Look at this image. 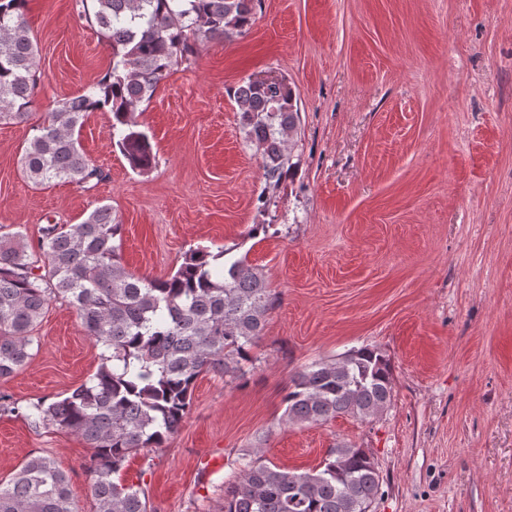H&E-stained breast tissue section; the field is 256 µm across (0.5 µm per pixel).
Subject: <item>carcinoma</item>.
<instances>
[{
	"label": "carcinoma",
	"mask_w": 512,
	"mask_h": 512,
	"mask_svg": "<svg viewBox=\"0 0 512 512\" xmlns=\"http://www.w3.org/2000/svg\"><path fill=\"white\" fill-rule=\"evenodd\" d=\"M261 0H77L78 17L112 50L111 70L46 112L21 159L34 185L102 179L81 149L88 112L109 115L113 142L138 173L156 165L136 112L198 49L246 34ZM28 0H0V124H20L36 107L37 43ZM239 124L262 155L265 188L293 169L290 139L300 128L292 87L280 77L250 78L234 91ZM123 225L112 207L81 224L41 228L38 254L20 232L0 235V381L30 359L31 332L49 303L69 301L103 349L97 372L60 400L41 399L27 417L82 437L93 448L88 469L96 512H149L143 491L123 483L129 457L160 448L190 410L197 377L218 370L239 384L252 362L275 297L263 274L228 250L196 247L175 273L130 272L121 253ZM390 360L376 347L314 361L297 370L284 397L283 421H365L390 404ZM221 512H371L380 473L365 448L341 443L318 467L298 473L254 457L236 461ZM0 512H72L68 477L49 456H31L0 480Z\"/></svg>",
	"instance_id": "1"
}]
</instances>
